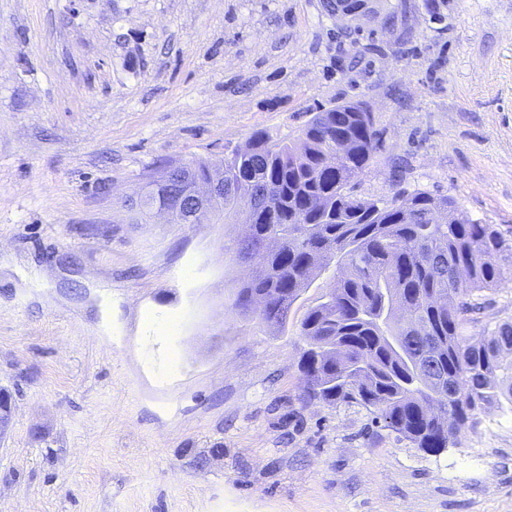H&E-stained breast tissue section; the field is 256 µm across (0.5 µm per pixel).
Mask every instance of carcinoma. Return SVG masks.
I'll use <instances>...</instances> for the list:
<instances>
[{"label":"carcinoma","instance_id":"obj_1","mask_svg":"<svg viewBox=\"0 0 512 512\" xmlns=\"http://www.w3.org/2000/svg\"><path fill=\"white\" fill-rule=\"evenodd\" d=\"M380 149L373 115L346 102L311 113L296 138L254 132L224 155V200L258 249L233 306L280 329L319 269L336 275L300 324L303 398L355 401L438 453L484 405L512 407V318L464 334L475 296L512 284V227L482 224L450 195L373 202L355 185Z\"/></svg>","mask_w":512,"mask_h":512}]
</instances>
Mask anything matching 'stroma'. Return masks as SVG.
<instances>
[{"label":"stroma","instance_id":"35a3bbf8","mask_svg":"<svg viewBox=\"0 0 512 512\" xmlns=\"http://www.w3.org/2000/svg\"><path fill=\"white\" fill-rule=\"evenodd\" d=\"M0 0V512H512V413L425 452L354 402L302 399V318L233 306L238 224L135 205L154 167L373 110L356 185L512 225V0ZM365 1L364 0H336L334 1H328L326 3V8L329 11H335L338 8H342V10H346L347 12H344L342 10H338L336 12V18L339 19L342 23L346 24H359L362 20L366 19L370 15L366 11L365 13H360L357 16L352 17L349 13L355 12L362 7H364Z\"/></svg>","mask_w":512,"mask_h":512}]
</instances>
